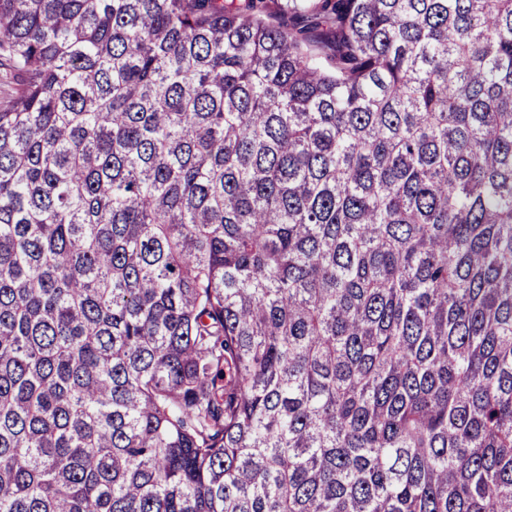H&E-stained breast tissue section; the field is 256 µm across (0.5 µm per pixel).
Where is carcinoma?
<instances>
[{
  "label": "carcinoma",
  "instance_id": "carcinoma-1",
  "mask_svg": "<svg viewBox=\"0 0 512 512\" xmlns=\"http://www.w3.org/2000/svg\"><path fill=\"white\" fill-rule=\"evenodd\" d=\"M0 512H512V0H0Z\"/></svg>",
  "mask_w": 512,
  "mask_h": 512
}]
</instances>
